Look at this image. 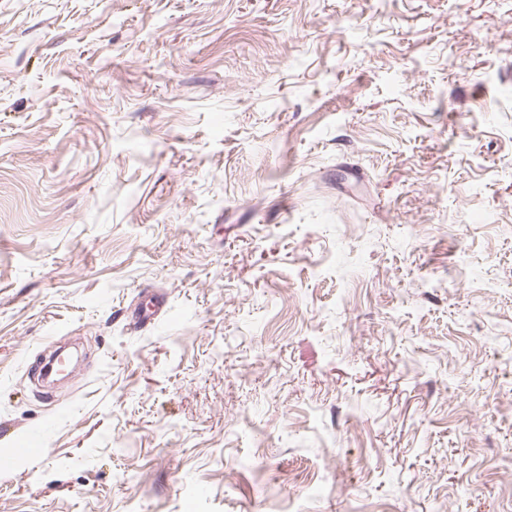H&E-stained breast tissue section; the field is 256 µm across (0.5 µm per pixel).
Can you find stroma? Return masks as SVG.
Instances as JSON below:
<instances>
[{
  "mask_svg": "<svg viewBox=\"0 0 512 512\" xmlns=\"http://www.w3.org/2000/svg\"><path fill=\"white\" fill-rule=\"evenodd\" d=\"M1 458L0 512H512V0H0Z\"/></svg>",
  "mask_w": 512,
  "mask_h": 512,
  "instance_id": "35a3bbf8",
  "label": "stroma"
}]
</instances>
